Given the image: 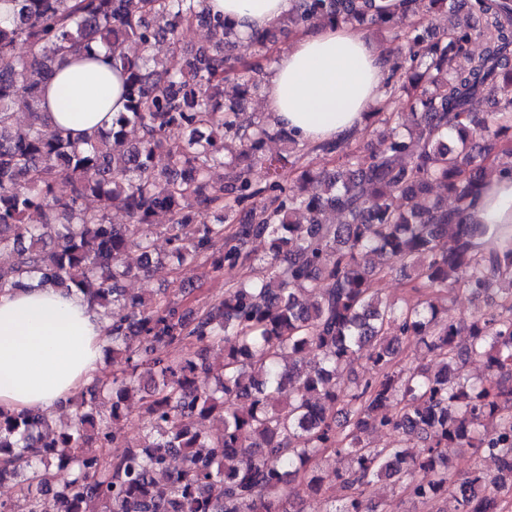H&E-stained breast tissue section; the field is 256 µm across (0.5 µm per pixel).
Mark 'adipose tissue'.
<instances>
[{"label": "adipose tissue", "mask_w": 512, "mask_h": 512, "mask_svg": "<svg viewBox=\"0 0 512 512\" xmlns=\"http://www.w3.org/2000/svg\"><path fill=\"white\" fill-rule=\"evenodd\" d=\"M239 37L275 25L292 0H208ZM382 48L351 25L324 24L297 33L277 54L265 89V110L306 142L341 141L364 112L385 98ZM54 127L93 133L122 111V78L100 61L68 55L46 89ZM469 224L512 225V177L493 175L464 211ZM109 322L82 295L54 288L0 294V411L51 412L73 398L99 370Z\"/></svg>", "instance_id": "1"}]
</instances>
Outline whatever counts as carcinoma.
Segmentation results:
<instances>
[{
	"label": "carcinoma",
	"instance_id": "cac0c4a2",
	"mask_svg": "<svg viewBox=\"0 0 512 512\" xmlns=\"http://www.w3.org/2000/svg\"><path fill=\"white\" fill-rule=\"evenodd\" d=\"M206 2L0 0L11 5L0 15V293L35 281L83 293L110 320L112 358L124 365L56 427L38 412H0V482L25 481L22 500L0 501V512H301L297 485L324 497L323 512H377L365 501L376 479L428 512L447 501L453 512H509L512 291L467 322L448 320L445 300L453 286L483 298L512 284V234L484 247L490 228L464 223L460 207L481 191L491 155L512 159L496 115L479 117L488 93L512 112V0H402L412 24L394 36L386 94L412 119L380 108L388 132L368 158L306 168L293 185L283 169L306 143L267 114L246 115L263 65L237 61L240 37ZM460 13L478 29L431 33L435 18ZM319 22L389 33L400 19L375 0H296L251 44L268 62L280 36ZM193 24L210 39L174 71L158 49H181L179 29ZM475 31L478 53L468 49ZM93 44L122 75L125 111L75 140L52 128L44 95L64 58ZM172 127L182 139L167 140ZM268 140L283 149L267 151ZM218 167L229 170L220 181ZM212 208L217 223L203 218ZM114 210L128 223H112ZM161 212L171 270L202 258L248 270L206 310L126 288L131 250L142 271L154 266ZM257 240L269 251L249 249ZM395 268L410 283L399 305L376 288ZM411 340L436 371L401 365ZM221 343L213 380L206 354ZM467 355L484 362L483 378L462 375ZM362 358L364 376L343 379ZM134 408L139 443L113 457L114 424ZM384 430L402 439L378 448L371 436ZM465 446L495 472L478 466L454 480L448 449ZM326 453L347 465L324 470ZM59 470L70 476L57 485Z\"/></svg>",
	"mask_w": 512,
	"mask_h": 512
}]
</instances>
